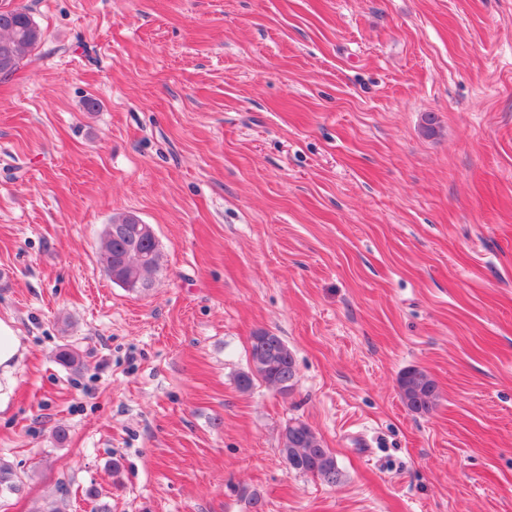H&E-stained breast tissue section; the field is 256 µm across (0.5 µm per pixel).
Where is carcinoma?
Wrapping results in <instances>:
<instances>
[{
	"instance_id": "cac0c4a2",
	"label": "carcinoma",
	"mask_w": 512,
	"mask_h": 512,
	"mask_svg": "<svg viewBox=\"0 0 512 512\" xmlns=\"http://www.w3.org/2000/svg\"><path fill=\"white\" fill-rule=\"evenodd\" d=\"M42 41V31L31 14L23 8L0 10V74L15 71ZM136 221L130 214L112 217L100 237L98 261L117 286L136 290L130 284L129 273L142 265L157 272L161 252L157 238L140 235ZM125 262V271H116V260ZM250 372L238 377V387L247 391L259 378L281 394L290 392L296 384L297 369L293 351L277 334L260 330L251 336L249 348ZM398 388L403 404L411 411L421 413L432 409L439 390L435 380L422 368L410 367L398 377ZM279 453L288 468L296 473L310 475L328 485L341 482L336 454L325 447L322 439L304 421L295 419L281 434ZM21 479L11 464L0 462V496L20 490Z\"/></svg>"
}]
</instances>
